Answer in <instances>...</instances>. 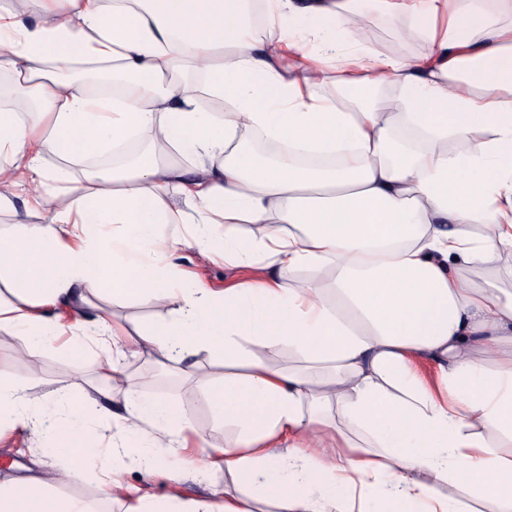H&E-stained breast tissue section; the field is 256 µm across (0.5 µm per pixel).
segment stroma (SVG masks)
<instances>
[{
    "mask_svg": "<svg viewBox=\"0 0 512 512\" xmlns=\"http://www.w3.org/2000/svg\"><path fill=\"white\" fill-rule=\"evenodd\" d=\"M360 41L380 53L405 58L423 54L427 44L421 38L408 34L404 25L377 14L365 20ZM44 194L48 207H33L25 193L19 192L11 205L0 208V234H10L14 225L45 223L52 208L70 203L71 195H61L54 183H46ZM182 268L207 286L220 290L236 280L247 277L244 269L225 267L223 261L201 253L192 245L184 246L178 258ZM106 314L128 325L152 326L167 320L165 308L145 301L133 300L115 304L100 298L97 308L83 310L81 315L64 311L66 323L75 327L76 334L84 336L90 353L102 352L104 344L95 334L97 314ZM23 337L9 331H0V376L25 382L33 405L42 408L44 417L55 413L53 403L59 397H78L90 424L103 434L112 432V412L119 407L120 397L103 377L90 369L84 358L74 355L65 340L32 351L31 363H21L20 357L28 351ZM127 373L135 378L143 396L164 398L176 405L185 419L205 433L206 445L224 443V425L214 421L198 387L200 376L216 372L213 356L201 353L178 365H166L145 354H127L124 359ZM48 443L41 432L31 427H17L0 432V476L32 477L60 474L64 463L47 451Z\"/></svg>",
    "mask_w": 512,
    "mask_h": 512,
    "instance_id": "obj_1",
    "label": "stroma"
}]
</instances>
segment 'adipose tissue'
Listing matches in <instances>:
<instances>
[{
    "instance_id": "1",
    "label": "adipose tissue",
    "mask_w": 512,
    "mask_h": 512,
    "mask_svg": "<svg viewBox=\"0 0 512 512\" xmlns=\"http://www.w3.org/2000/svg\"><path fill=\"white\" fill-rule=\"evenodd\" d=\"M62 2L31 27L0 7V69L16 87L0 109V203L49 180L79 195L0 236V282L17 295L0 300V330L36 347L65 335L57 305L106 293L168 306L180 293L167 324L99 322L111 348L90 364L126 412L112 455L135 442L147 475L225 479L206 499H151L114 468L96 475L103 497L122 491V512H475L484 501L512 512V289L464 274L512 277V0H373L427 43L415 58L333 37L362 24V0H262L259 32L250 0ZM80 64L110 66L141 93L91 97L60 76ZM178 67L205 82L163 88ZM206 94L229 112L204 111ZM141 131L136 160L83 183L42 165ZM255 135L288 158L249 147ZM174 148L193 171L169 162ZM173 189L192 212L167 203ZM242 224L261 236L238 235ZM189 238L250 276L181 288L175 258ZM296 270L317 276L286 285ZM285 349L302 367L279 365ZM128 351L220 358L223 376L198 385L231 428L223 447L140 395ZM40 419L25 385L0 379V430ZM44 432L83 475L100 436L79 404L61 400ZM56 482L0 480V512H94Z\"/></svg>"
}]
</instances>
